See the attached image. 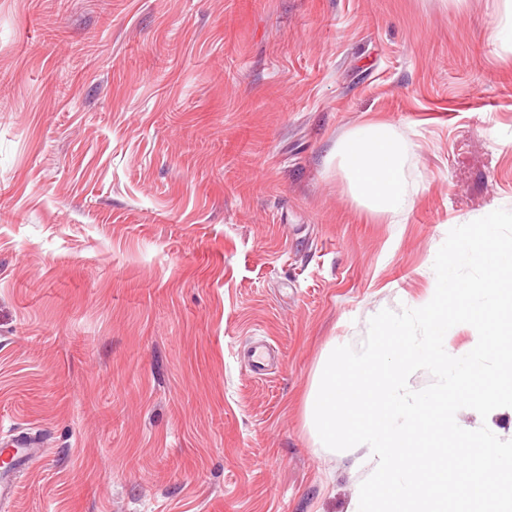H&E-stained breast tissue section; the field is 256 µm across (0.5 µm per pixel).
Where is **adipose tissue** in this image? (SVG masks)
Returning a JSON list of instances; mask_svg holds the SVG:
<instances>
[{
	"label": "adipose tissue",
	"instance_id": "obj_1",
	"mask_svg": "<svg viewBox=\"0 0 512 512\" xmlns=\"http://www.w3.org/2000/svg\"><path fill=\"white\" fill-rule=\"evenodd\" d=\"M411 152V143L387 124L367 125L336 148L354 195L370 209L393 217L410 205L404 168Z\"/></svg>",
	"mask_w": 512,
	"mask_h": 512
}]
</instances>
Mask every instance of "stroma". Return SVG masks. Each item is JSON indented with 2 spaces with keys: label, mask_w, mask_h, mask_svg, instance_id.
I'll use <instances>...</instances> for the list:
<instances>
[{
  "label": "stroma",
  "mask_w": 512,
  "mask_h": 512,
  "mask_svg": "<svg viewBox=\"0 0 512 512\" xmlns=\"http://www.w3.org/2000/svg\"><path fill=\"white\" fill-rule=\"evenodd\" d=\"M504 0H0V512H347L308 413L338 346L512 209ZM412 144L408 212L336 144ZM272 360L253 370V346ZM411 143L387 124H370L346 136L336 158L354 195L370 209L397 217L410 205L405 164ZM14 448H1L0 454H9L10 464L0 469V502L10 500L16 491L17 476L29 469L45 455V448L32 443L16 440L12 442Z\"/></svg>",
  "instance_id": "obj_1"
}]
</instances>
